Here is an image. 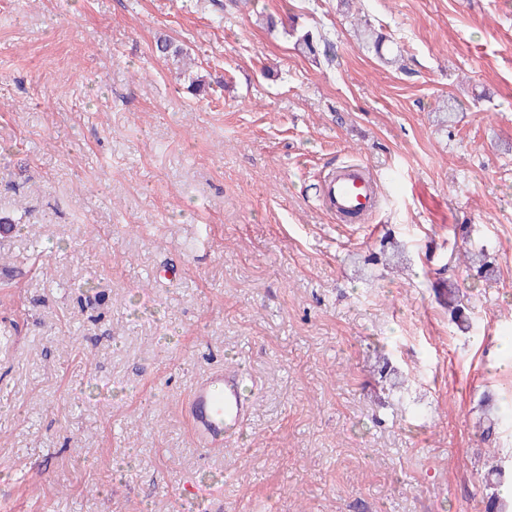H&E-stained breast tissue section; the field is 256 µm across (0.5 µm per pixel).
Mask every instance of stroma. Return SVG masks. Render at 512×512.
<instances>
[{"label":"stroma","mask_w":512,"mask_h":512,"mask_svg":"<svg viewBox=\"0 0 512 512\" xmlns=\"http://www.w3.org/2000/svg\"><path fill=\"white\" fill-rule=\"evenodd\" d=\"M351 161L382 181L369 224L319 205ZM0 216V512H483L512 0H0ZM467 238L490 277L456 268ZM232 366L252 410L209 453L180 405Z\"/></svg>","instance_id":"35a3bbf8"}]
</instances>
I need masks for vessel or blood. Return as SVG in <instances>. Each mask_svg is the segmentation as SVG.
<instances>
[{
    "mask_svg": "<svg viewBox=\"0 0 512 512\" xmlns=\"http://www.w3.org/2000/svg\"><path fill=\"white\" fill-rule=\"evenodd\" d=\"M380 187L359 163L336 167L322 181L321 204L340 224H369L379 207ZM240 370H219L196 381L184 406L193 438L206 451L223 449L236 439L249 409Z\"/></svg>",
    "mask_w": 512,
    "mask_h": 512,
    "instance_id": "b4317fda",
    "label": "vessel or blood"
}]
</instances>
